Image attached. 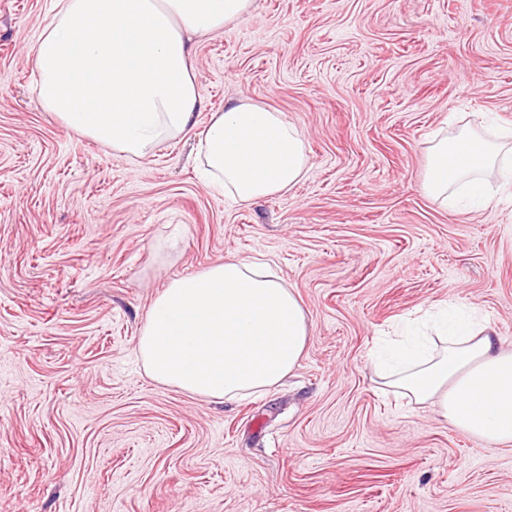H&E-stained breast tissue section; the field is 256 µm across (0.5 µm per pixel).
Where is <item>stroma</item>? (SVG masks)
<instances>
[{
    "mask_svg": "<svg viewBox=\"0 0 512 512\" xmlns=\"http://www.w3.org/2000/svg\"><path fill=\"white\" fill-rule=\"evenodd\" d=\"M52 7L0 0V512H512V450L372 364L448 300L512 350V185L487 174L482 210L422 190L435 131H512V0H254L195 40L196 130L245 96L305 138L302 181L244 205L194 136L132 163L41 109ZM255 258L305 309L298 366L232 403L155 383V296Z\"/></svg>",
    "mask_w": 512,
    "mask_h": 512,
    "instance_id": "1",
    "label": "stroma"
}]
</instances>
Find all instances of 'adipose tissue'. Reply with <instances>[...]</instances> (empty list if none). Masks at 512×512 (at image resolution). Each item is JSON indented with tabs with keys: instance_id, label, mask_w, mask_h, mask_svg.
<instances>
[{
	"instance_id": "adipose-tissue-1",
	"label": "adipose tissue",
	"mask_w": 512,
	"mask_h": 512,
	"mask_svg": "<svg viewBox=\"0 0 512 512\" xmlns=\"http://www.w3.org/2000/svg\"><path fill=\"white\" fill-rule=\"evenodd\" d=\"M253 0H54L30 46L38 99L81 135L129 160L194 129L202 97L191 36L223 31ZM199 161L215 191L239 203L287 192L307 170L305 142L287 117L242 97L213 113ZM499 151L472 134L436 138L422 188L447 199L470 191L490 204L485 173ZM438 340L407 337L377 366L382 385L434 401L442 418L471 437L512 445V351L453 306ZM309 342L298 296L263 264L227 260L179 277L152 301L138 353L156 383L234 401L278 384Z\"/></svg>"
}]
</instances>
